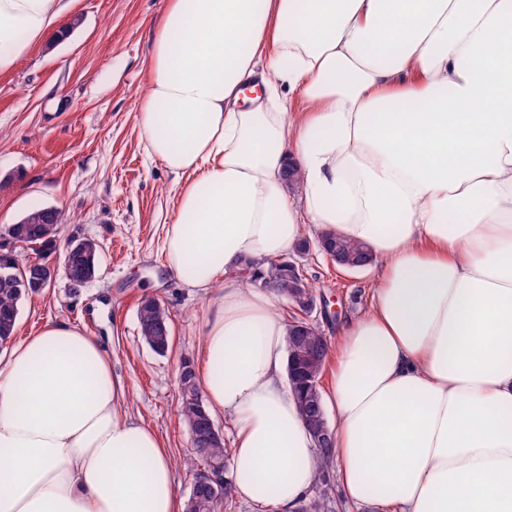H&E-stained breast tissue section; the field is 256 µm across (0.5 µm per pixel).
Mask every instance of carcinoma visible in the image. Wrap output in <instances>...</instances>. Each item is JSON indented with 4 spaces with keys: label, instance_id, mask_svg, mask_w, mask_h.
<instances>
[{
    "label": "carcinoma",
    "instance_id": "1",
    "mask_svg": "<svg viewBox=\"0 0 512 512\" xmlns=\"http://www.w3.org/2000/svg\"><path fill=\"white\" fill-rule=\"evenodd\" d=\"M24 219L29 226L43 229V233L34 239V250L47 255L60 247V226L45 223L46 210L38 206L30 209ZM325 241L336 246L337 266L347 270H361L373 262L371 251L363 244L333 234L326 235ZM247 281L261 287V282L276 283L273 293L281 298H288L292 283L288 270L280 269L271 260H249L245 264ZM0 270L13 273L11 277L0 275V345L10 341L14 335L19 307L29 297L24 289L18 287L15 275L19 271L11 265V254H4L0 260ZM140 333L143 342L155 353L163 355L172 343V330L169 314L165 305L158 298L141 300L138 308ZM307 342L321 350L320 362L307 368V373L321 380L326 370L331 350L330 337L320 325L309 329ZM178 390L180 415L189 429L197 430L198 441L183 457V465L192 475L191 492L184 503V512H223L229 502L233 501L232 482L227 476V459L230 449L225 447L224 437L219 431L210 429L209 414L202 389L197 382L194 363L183 359L178 368ZM332 487L325 486L320 497L301 505L298 512H327L326 506Z\"/></svg>",
    "mask_w": 512,
    "mask_h": 512
}]
</instances>
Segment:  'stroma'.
<instances>
[{"label": "stroma", "instance_id": "35a3bbf8", "mask_svg": "<svg viewBox=\"0 0 512 512\" xmlns=\"http://www.w3.org/2000/svg\"><path fill=\"white\" fill-rule=\"evenodd\" d=\"M166 0H76L79 26L67 39L35 44L17 66L0 73V228L36 206L58 208L61 239L100 246L96 275L80 295L65 278L27 298L14 341L47 322L64 321L99 338L112 369L128 386L131 416L153 429L172 460L190 446L179 414L177 370L195 358L206 294L181 287L163 250L181 181L148 156L136 116L146 90L142 62ZM301 262L340 324L369 307L374 268H337L306 228ZM160 299L171 318L173 345L154 353L141 339L138 303Z\"/></svg>", "mask_w": 512, "mask_h": 512}]
</instances>
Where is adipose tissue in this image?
I'll return each instance as SVG.
<instances>
[{"mask_svg":"<svg viewBox=\"0 0 512 512\" xmlns=\"http://www.w3.org/2000/svg\"><path fill=\"white\" fill-rule=\"evenodd\" d=\"M74 4L0 0V72ZM143 68L145 148L183 181L163 248L210 296L196 372L231 420L237 496L295 512L315 481L282 382L287 323L235 274L310 224L368 246L378 271L336 339L341 498L512 512V0H166ZM126 395L74 325L10 345L0 512H181L173 462Z\"/></svg>","mask_w":512,"mask_h":512,"instance_id":"adipose-tissue-1","label":"adipose tissue"}]
</instances>
